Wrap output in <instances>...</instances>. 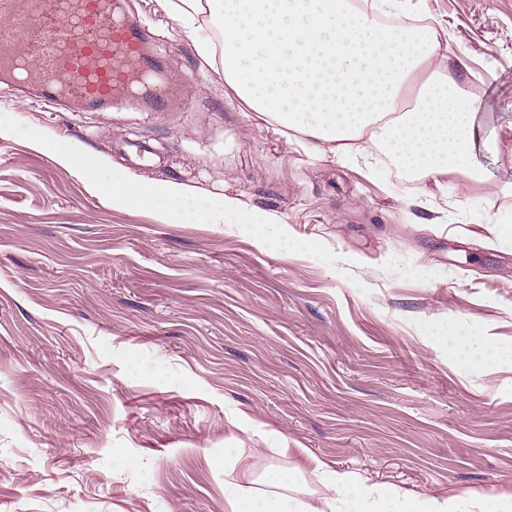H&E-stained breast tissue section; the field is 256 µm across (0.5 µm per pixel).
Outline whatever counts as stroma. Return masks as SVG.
<instances>
[{
  "mask_svg": "<svg viewBox=\"0 0 512 512\" xmlns=\"http://www.w3.org/2000/svg\"><path fill=\"white\" fill-rule=\"evenodd\" d=\"M411 4L472 71L486 187L452 174L430 197L392 162L315 155L245 111L163 0L119 8L185 107L47 110L0 76V512H227L225 483L272 465L315 504L309 453L403 491L512 494V366L421 335L453 319L512 344V0ZM75 150L198 213L237 198L300 246L113 205Z\"/></svg>",
  "mask_w": 512,
  "mask_h": 512,
  "instance_id": "35a3bbf8",
  "label": "stroma"
}]
</instances>
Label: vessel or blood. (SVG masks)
I'll return each instance as SVG.
<instances>
[{
	"label": "vessel or blood",
	"mask_w": 512,
	"mask_h": 512,
	"mask_svg": "<svg viewBox=\"0 0 512 512\" xmlns=\"http://www.w3.org/2000/svg\"><path fill=\"white\" fill-rule=\"evenodd\" d=\"M0 73L38 86L48 105L70 97L97 109L133 100L140 85L150 111L174 108L139 21L117 0H0Z\"/></svg>",
	"instance_id": "b4317fda"
}]
</instances>
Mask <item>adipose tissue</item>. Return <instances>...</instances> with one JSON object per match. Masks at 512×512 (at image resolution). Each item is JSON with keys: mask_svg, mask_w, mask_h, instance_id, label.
I'll return each mask as SVG.
<instances>
[{"mask_svg": "<svg viewBox=\"0 0 512 512\" xmlns=\"http://www.w3.org/2000/svg\"><path fill=\"white\" fill-rule=\"evenodd\" d=\"M171 10L192 34L203 59L212 43L198 20L220 18L224 81L251 111L329 150L350 164L387 155L402 171L433 189L442 176L461 175L473 186L486 174L473 161L481 128L463 76L467 65L442 53L441 23L410 24L405 0H172ZM103 195L125 208H155L168 222L189 218V193L174 183L143 187L115 170L104 174L89 155L72 157ZM211 223L234 220L262 245L290 255L288 226L271 213L233 197L212 202ZM427 340L450 346L457 361L490 368L512 361V347L452 322H425ZM327 495L316 507L292 495L297 474L269 469L265 490L228 483L229 512H512L511 495L477 492L445 498L367 485L347 471L314 460Z\"/></svg>", "mask_w": 512, "mask_h": 512, "instance_id": "ef3b65f1", "label": "adipose tissue"}]
</instances>
